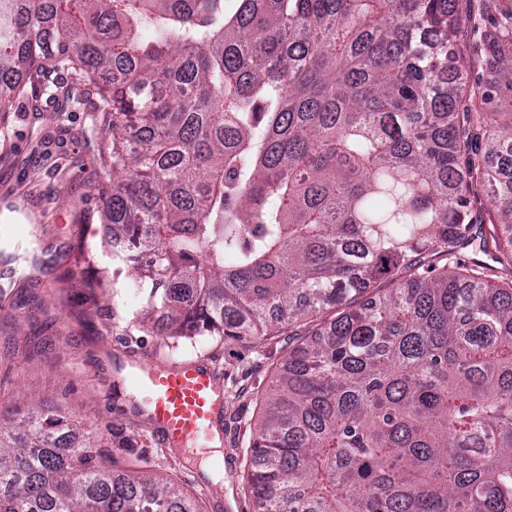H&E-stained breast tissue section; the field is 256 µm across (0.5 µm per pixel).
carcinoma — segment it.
<instances>
[{"label":"carcinoma","instance_id":"obj_1","mask_svg":"<svg viewBox=\"0 0 512 512\" xmlns=\"http://www.w3.org/2000/svg\"><path fill=\"white\" fill-rule=\"evenodd\" d=\"M47 63L107 142L85 287L171 337L305 326L257 512H512V0H0V112ZM103 447L23 404L0 512H199Z\"/></svg>","mask_w":512,"mask_h":512}]
</instances>
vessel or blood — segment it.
<instances>
[{
  "instance_id": "vessel-or-blood-1",
  "label": "vessel or blood",
  "mask_w": 512,
  "mask_h": 512,
  "mask_svg": "<svg viewBox=\"0 0 512 512\" xmlns=\"http://www.w3.org/2000/svg\"><path fill=\"white\" fill-rule=\"evenodd\" d=\"M146 399L151 428L175 450L208 448L224 408V384L216 373L195 362L155 360L133 376Z\"/></svg>"
}]
</instances>
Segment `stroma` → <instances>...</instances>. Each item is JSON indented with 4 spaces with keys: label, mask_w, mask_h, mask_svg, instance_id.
I'll use <instances>...</instances> for the list:
<instances>
[{
    "label": "stroma",
    "mask_w": 512,
    "mask_h": 512,
    "mask_svg": "<svg viewBox=\"0 0 512 512\" xmlns=\"http://www.w3.org/2000/svg\"><path fill=\"white\" fill-rule=\"evenodd\" d=\"M66 84L86 87L66 71L45 69L28 80L10 111L0 112V187L18 189L16 197H0V228L20 231L0 242V416L11 414L15 400L27 399L111 427L133 437L131 448L116 453L117 467L180 484L201 512H255L247 481L250 440L259 399L288 350V336L170 339L134 322L144 301L129 284L110 289L98 303L86 299L80 281L113 265L110 230L99 220L95 193L109 175L100 162L105 141L89 112L55 94ZM81 243L93 247L96 258L76 268L68 257ZM151 360H200L221 376V452L235 463L224 482L210 481L198 460L163 447L150 431L126 377Z\"/></svg>",
    "instance_id": "1"
}]
</instances>
